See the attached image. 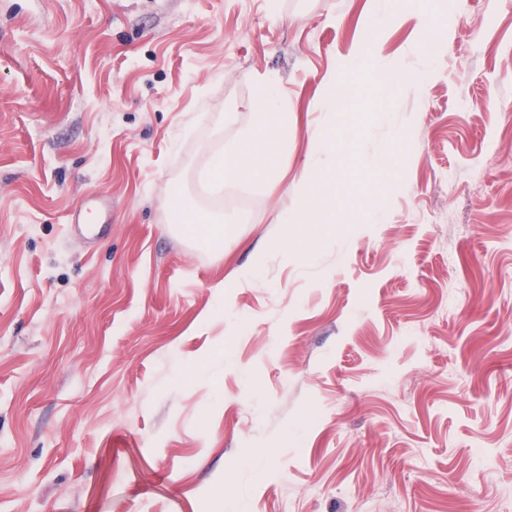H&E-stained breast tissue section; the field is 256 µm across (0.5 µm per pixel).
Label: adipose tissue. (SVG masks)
<instances>
[{"instance_id": "obj_1", "label": "adipose tissue", "mask_w": 512, "mask_h": 512, "mask_svg": "<svg viewBox=\"0 0 512 512\" xmlns=\"http://www.w3.org/2000/svg\"><path fill=\"white\" fill-rule=\"evenodd\" d=\"M276 88L261 83L256 105L258 115L252 128L236 142L214 156L206 179L211 188L223 189L225 183L252 175L264 181L277 176L278 157L288 147V120L273 101ZM293 194L302 204L296 220H308L312 213L322 211L336 192L335 183H316L311 173H304L292 186Z\"/></svg>"}]
</instances>
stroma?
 <instances>
[{
	"mask_svg": "<svg viewBox=\"0 0 512 512\" xmlns=\"http://www.w3.org/2000/svg\"><path fill=\"white\" fill-rule=\"evenodd\" d=\"M277 2L0 0V512H512V0H411L388 98L371 0ZM265 76L278 177L203 188ZM327 133L346 221L280 250ZM347 67L349 69L369 67L380 74H384L385 63L377 52L375 39L369 38L366 44L355 49L348 58ZM325 84L328 94L323 98V102L334 112L336 103L348 99L355 93L354 87L347 83L341 73L331 72L325 78Z\"/></svg>",
	"mask_w": 512,
	"mask_h": 512,
	"instance_id": "obj_1",
	"label": "stroma"
}]
</instances>
